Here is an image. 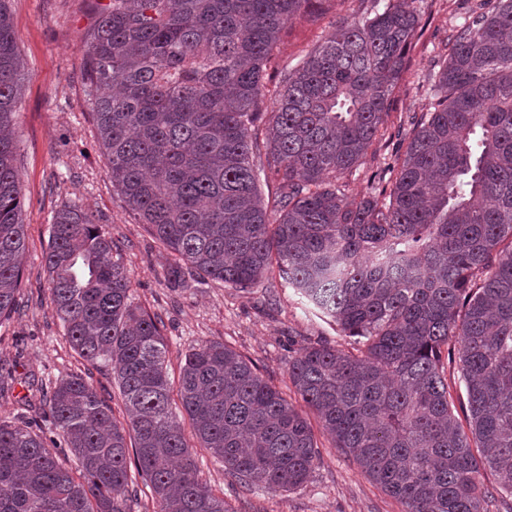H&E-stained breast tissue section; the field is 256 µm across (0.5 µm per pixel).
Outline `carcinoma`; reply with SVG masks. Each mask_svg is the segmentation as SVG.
I'll use <instances>...</instances> for the list:
<instances>
[{"label":"carcinoma","instance_id":"cac0c4a2","mask_svg":"<svg viewBox=\"0 0 512 512\" xmlns=\"http://www.w3.org/2000/svg\"><path fill=\"white\" fill-rule=\"evenodd\" d=\"M310 2L95 0L84 79L108 176L173 258L174 280L246 291L276 271L353 338L301 347L288 376L405 512H489L487 471L512 498V0L475 4L451 34L429 110L359 200L338 180L377 139L421 7L372 0L358 22L334 23L281 71L266 114L267 59ZM21 69L0 0L1 320L19 310L26 254L12 136ZM270 180L274 219L261 193ZM44 259L65 339L90 366H111L126 419L72 373L43 400L45 425L0 420V512H128L132 465L159 512H229L197 477L178 408L225 473L274 491L306 482L313 430L250 360L202 342L173 390L162 321L133 304L127 264L92 213L59 210ZM454 356L468 434L445 375Z\"/></svg>","mask_w":512,"mask_h":512}]
</instances>
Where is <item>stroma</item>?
I'll use <instances>...</instances> for the list:
<instances>
[{
  "instance_id": "obj_1",
  "label": "stroma",
  "mask_w": 512,
  "mask_h": 512,
  "mask_svg": "<svg viewBox=\"0 0 512 512\" xmlns=\"http://www.w3.org/2000/svg\"><path fill=\"white\" fill-rule=\"evenodd\" d=\"M469 0H424L422 35L389 103L382 139L342 182L348 195L370 192L371 176L391 163L400 139L411 132L409 118L427 111V78L438 71L451 29L459 25ZM13 38L23 62L15 140L21 166L23 222L27 246L23 307L0 323V358L14 371L15 383L0 399V416L25 409L28 384L46 376L63 377L82 369L63 336L49 293L43 255L56 212L77 205L92 212L102 231L121 250L130 270L135 304L161 318L170 379H177L185 354L204 341L222 342L254 363L264 379L293 404H300L288 376L298 348L348 340L294 288L268 275L247 291L211 280L168 282L172 260L145 225L126 211L107 175L108 160L92 120L82 59L96 15L88 0H9ZM361 0H315L288 23L266 68L264 111L276 107L277 70L318 47L336 21L361 18ZM317 468L300 488L271 491L225 474L223 463L197 451L200 480L224 498L231 512H404L403 504L362 474L333 440L315 429Z\"/></svg>"
}]
</instances>
